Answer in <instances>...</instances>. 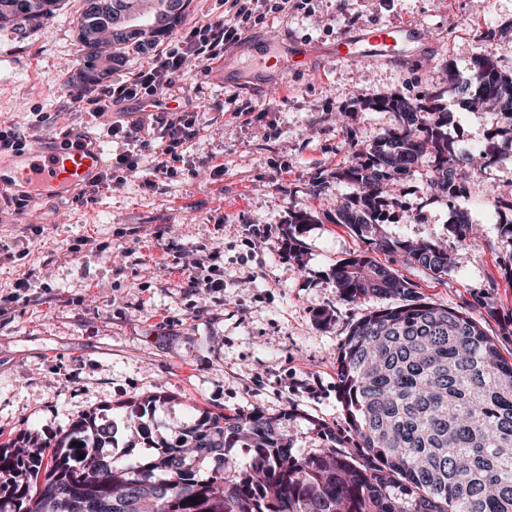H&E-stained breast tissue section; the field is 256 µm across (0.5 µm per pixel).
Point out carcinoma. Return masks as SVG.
<instances>
[{
  "label": "carcinoma",
  "mask_w": 512,
  "mask_h": 512,
  "mask_svg": "<svg viewBox=\"0 0 512 512\" xmlns=\"http://www.w3.org/2000/svg\"><path fill=\"white\" fill-rule=\"evenodd\" d=\"M61 0H0V27L38 26ZM83 9L77 39L96 37V49L82 55L86 85L103 60L123 64L168 36L183 14L135 40L111 34L112 22L136 8L153 19L172 0H103ZM111 52L102 58V47ZM448 84L467 103L491 105L512 129V71L478 59L470 74L448 70ZM367 108L392 112L396 127L360 149L336 178L353 192L336 212L367 240L369 249L336 266L342 300L407 296V281L371 256L395 252L403 263L443 277L458 267L460 254L432 241L393 239L383 230L378 202L393 180L412 175L433 158L428 187L455 206L465 172L475 177L483 164L512 157V143L495 135L462 151L448 143V113L440 93L418 98L391 96ZM448 232L464 245L477 233L467 214L455 210ZM339 392L353 449L322 424L323 446L309 455L292 453L290 422L295 414L203 413L179 440L154 443L157 453L135 465H121L104 453L115 426L92 411L74 423L50 458L43 450L23 459L0 448V512H512V360L504 358L480 323L466 311L421 297L377 309L357 320L336 360ZM161 399H151L134 422L151 435L144 417ZM239 442L253 448L249 468L236 471L225 452ZM80 443L79 459L73 453ZM217 458L221 471L201 473L200 460ZM196 498V503L187 498Z\"/></svg>",
  "instance_id": "carcinoma-1"
}]
</instances>
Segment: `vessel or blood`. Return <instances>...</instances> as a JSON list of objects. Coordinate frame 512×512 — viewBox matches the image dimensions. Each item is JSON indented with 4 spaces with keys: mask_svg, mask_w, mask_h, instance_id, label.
<instances>
[{
    "mask_svg": "<svg viewBox=\"0 0 512 512\" xmlns=\"http://www.w3.org/2000/svg\"><path fill=\"white\" fill-rule=\"evenodd\" d=\"M417 37L412 27L392 28L373 25L344 35L336 44L337 59L350 63L387 64L414 57L418 52ZM309 51L305 45H293L269 56L267 64L277 66L280 77L306 63ZM265 64L240 67L235 57H228L219 74L225 88L242 85L264 86ZM103 148L96 143L58 148L55 142L38 151L7 152L0 149V205L6 195L34 203L40 198L61 194L66 190L95 181L107 168Z\"/></svg>",
    "mask_w": 512,
    "mask_h": 512,
    "instance_id": "vessel-or-blood-1",
    "label": "vessel or blood"
}]
</instances>
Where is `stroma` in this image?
Masks as SVG:
<instances>
[{
	"mask_svg": "<svg viewBox=\"0 0 512 512\" xmlns=\"http://www.w3.org/2000/svg\"><path fill=\"white\" fill-rule=\"evenodd\" d=\"M313 15L268 14L234 43L250 64L271 43L303 41L306 66L289 71L288 88L252 86L228 95L218 65L198 64L176 81L197 115V134L180 149L174 172L156 176L164 148L152 140L140 172L99 196L78 190L42 199L13 223L0 212V445L24 436L51 446L90 410L116 420L111 454L129 465L151 450L133 428L139 403L163 400L151 417L155 436L179 437L202 412L291 410L294 453L319 446L314 422L343 432L336 356L351 324L398 297L341 300L332 271L367 244L334 221L351 193L336 178L357 149L395 127L391 112L369 102L434 88L448 72L467 74L475 59L512 69V0H313ZM84 0H62L36 27L0 28V129L44 136L74 130L101 142L108 158L124 149L108 123L134 112L95 117L74 87L82 62L76 19ZM382 24L418 29L421 52L401 64L332 59L345 32ZM454 149L485 142L503 129L498 113L444 103ZM427 170L397 181L381 205L383 228L396 239L458 246L451 209L431 195ZM320 195H313L314 185ZM458 201L482 228L456 270L440 279L377 253L398 270L412 296L468 311L512 358V160L489 165ZM311 220L293 227L291 215ZM210 267L223 288L191 285L192 262ZM492 296L493 311L478 301ZM331 315L327 323L317 319Z\"/></svg>",
	"mask_w": 512,
	"mask_h": 512,
	"instance_id": "obj_1",
	"label": "stroma"
}]
</instances>
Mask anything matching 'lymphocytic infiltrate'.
<instances>
[{
	"instance_id": "1",
	"label": "lymphocytic infiltrate",
	"mask_w": 512,
	"mask_h": 512,
	"mask_svg": "<svg viewBox=\"0 0 512 512\" xmlns=\"http://www.w3.org/2000/svg\"><path fill=\"white\" fill-rule=\"evenodd\" d=\"M309 4L310 0H228L223 19L201 23L189 35L172 40L166 49L137 69L125 82L86 93L81 98L83 106L97 116L133 100L137 101L141 110L157 108L160 96L171 94L176 87L177 77L183 75L191 62L202 63L222 57L227 45L238 41L246 30L255 27L267 13H298L307 10ZM156 124L158 135L166 141L167 146L164 160L157 163L154 171L166 175L172 171V163L178 157V148L195 135L196 118L194 112L179 108L158 117ZM144 129L145 122L141 119L124 125H108L107 135L122 139L127 148L116 155L108 172L98 181L86 185L82 191L86 202H95L103 190L137 173L139 161L132 149L136 146L147 147V140L141 137Z\"/></svg>"
}]
</instances>
